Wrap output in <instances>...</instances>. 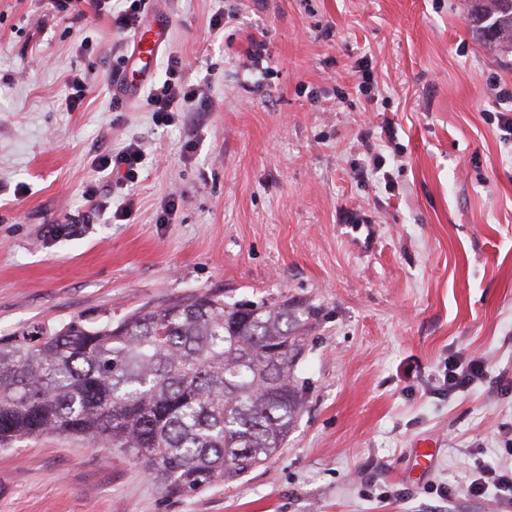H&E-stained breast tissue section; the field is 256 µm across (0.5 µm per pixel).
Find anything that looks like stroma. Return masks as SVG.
Here are the masks:
<instances>
[{
    "label": "stroma",
    "instance_id": "1",
    "mask_svg": "<svg viewBox=\"0 0 512 512\" xmlns=\"http://www.w3.org/2000/svg\"><path fill=\"white\" fill-rule=\"evenodd\" d=\"M159 17L202 87L167 121L120 94L109 17L0 0V337L196 291L307 299L305 408L277 456L191 496L77 440L0 451V512H504L466 487L512 438V54L466 0H145ZM133 140L136 183L99 171ZM473 357L488 382L449 389ZM65 105L66 109L74 112L80 108L86 97L87 85L81 74L70 75L66 84Z\"/></svg>",
    "mask_w": 512,
    "mask_h": 512
}]
</instances>
